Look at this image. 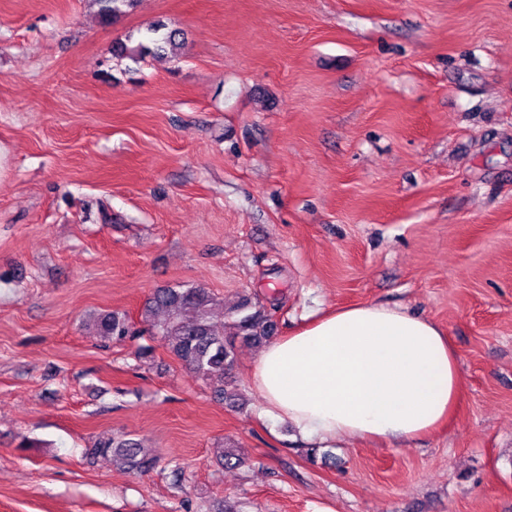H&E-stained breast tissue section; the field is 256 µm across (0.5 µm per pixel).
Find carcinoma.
<instances>
[{"label":"carcinoma","instance_id":"1","mask_svg":"<svg viewBox=\"0 0 512 512\" xmlns=\"http://www.w3.org/2000/svg\"><path fill=\"white\" fill-rule=\"evenodd\" d=\"M99 17L108 21L131 11L138 0H92ZM181 31L163 24L147 30L133 48L121 47L120 53L136 61L142 57L163 55L166 50L180 45ZM214 298L201 286H181L157 290L146 303L145 321L152 329L168 338L174 358L196 377L206 381L217 396L235 404L240 394L227 389L228 375L234 363V344L262 342L272 337L274 323L271 315L249 299L227 312L228 331L217 329L212 322ZM159 311L166 313L160 322H152ZM99 336L124 342L136 336V331L125 315L114 312L100 314L94 320ZM90 456H112L138 473L153 470L159 462L154 450L140 442L124 437H112L97 442L88 450Z\"/></svg>","mask_w":512,"mask_h":512}]
</instances>
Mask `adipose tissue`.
I'll use <instances>...</instances> for the list:
<instances>
[{
	"mask_svg": "<svg viewBox=\"0 0 512 512\" xmlns=\"http://www.w3.org/2000/svg\"><path fill=\"white\" fill-rule=\"evenodd\" d=\"M251 386L271 416L320 441L412 440L444 424L462 395L438 325L375 303L329 311L266 345Z\"/></svg>",
	"mask_w": 512,
	"mask_h": 512,
	"instance_id": "adipose-tissue-1",
	"label": "adipose tissue"
}]
</instances>
